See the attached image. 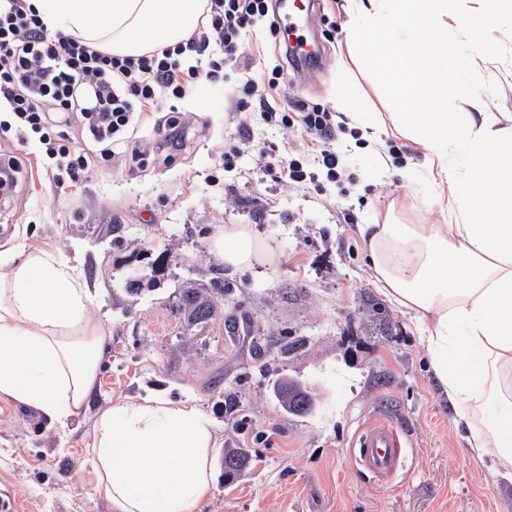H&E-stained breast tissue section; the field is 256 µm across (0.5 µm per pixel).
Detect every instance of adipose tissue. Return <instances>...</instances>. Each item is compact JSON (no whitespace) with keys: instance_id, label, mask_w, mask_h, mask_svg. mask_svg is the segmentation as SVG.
<instances>
[{"instance_id":"obj_1","label":"adipose tissue","mask_w":512,"mask_h":512,"mask_svg":"<svg viewBox=\"0 0 512 512\" xmlns=\"http://www.w3.org/2000/svg\"><path fill=\"white\" fill-rule=\"evenodd\" d=\"M49 31L120 56L184 42L205 0H31ZM512 0H486L477 19L447 0H346L359 42L382 34L379 72L392 123L438 178L436 224H362L358 233L385 297L409 313L474 458L512 484V132L497 130L479 95L448 112V89L490 64L478 34ZM456 41H449V31ZM210 250L226 266L270 250L247 224L225 225ZM79 269L30 249L0 262V397L63 425L97 388L105 327L89 315ZM214 419L191 400L152 390L102 411L92 428L96 492L112 512H199L216 473Z\"/></svg>"}]
</instances>
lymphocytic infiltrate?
<instances>
[{
	"instance_id": "obj_1",
	"label": "lymphocytic infiltrate",
	"mask_w": 512,
	"mask_h": 512,
	"mask_svg": "<svg viewBox=\"0 0 512 512\" xmlns=\"http://www.w3.org/2000/svg\"><path fill=\"white\" fill-rule=\"evenodd\" d=\"M268 15L269 0H207L186 42L120 57L49 33L28 0H0V109L13 116L12 124L0 126V135L20 142L37 135L48 174L60 188L85 178L93 163L142 159L143 151L129 138L136 120L157 111L163 99L223 80L225 67H252L242 36L259 21H267L269 40L281 44L284 37ZM278 88L275 75L246 80L232 106L241 114L258 112L265 123L286 130L300 125L320 145L318 165L335 176L332 113L316 105H272ZM78 138L90 143V150L77 149Z\"/></svg>"
}]
</instances>
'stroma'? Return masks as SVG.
Returning <instances> with one entry per match:
<instances>
[{"mask_svg": "<svg viewBox=\"0 0 512 512\" xmlns=\"http://www.w3.org/2000/svg\"><path fill=\"white\" fill-rule=\"evenodd\" d=\"M320 65H285L289 100L335 112L338 176L314 166L315 148L298 128L258 115L240 120L230 97L245 79L226 69L209 96L189 93L146 114L132 137L142 162L95 168L76 187L56 190L45 174L22 180L0 213V253L45 248L78 266L106 329L99 390L67 425L0 398V512H112L94 489L91 429L112 400L150 389L194 399L216 420L220 444L251 454L245 475L217 479L199 512H512V484L472 458L454 424L408 314L374 283L356 227L395 209L404 224H432L433 187L422 152L383 125L392 109L375 59L352 53L346 0H316ZM497 75L451 88L449 111L479 94L502 129H512V14L488 40ZM351 91L371 141L338 109ZM178 114L182 127L166 126ZM299 160L313 176L302 187L275 183L258 164L259 145ZM239 146L234 167L224 151ZM228 224L251 225L270 240V258L225 267L209 243ZM224 279V311L187 327L176 310L182 288ZM154 280L130 293L131 279ZM297 350L284 349L286 341ZM290 377L311 386L315 410L281 411L273 386ZM234 397L236 411L223 407ZM373 418L402 426L409 452L394 480L365 471L353 443ZM269 443L257 440V433Z\"/></svg>", "mask_w": 512, "mask_h": 512, "instance_id": "obj_1", "label": "stroma"}]
</instances>
